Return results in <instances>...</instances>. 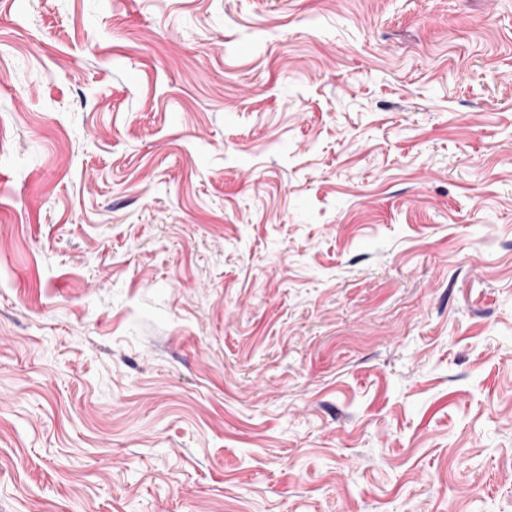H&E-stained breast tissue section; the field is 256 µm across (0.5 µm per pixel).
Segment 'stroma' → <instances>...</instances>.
Wrapping results in <instances>:
<instances>
[{"mask_svg": "<svg viewBox=\"0 0 512 512\" xmlns=\"http://www.w3.org/2000/svg\"><path fill=\"white\" fill-rule=\"evenodd\" d=\"M0 512H512V0H0Z\"/></svg>", "mask_w": 512, "mask_h": 512, "instance_id": "obj_1", "label": "stroma"}]
</instances>
